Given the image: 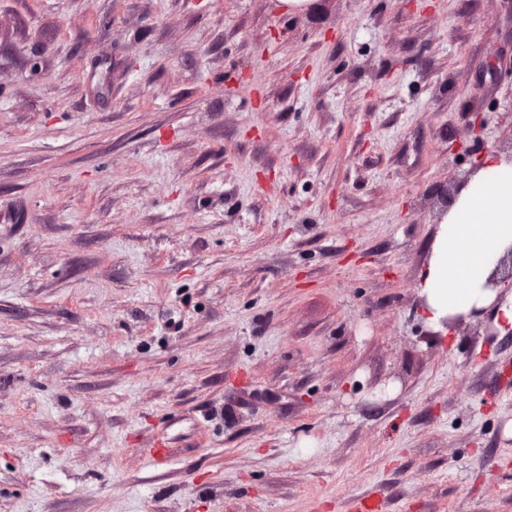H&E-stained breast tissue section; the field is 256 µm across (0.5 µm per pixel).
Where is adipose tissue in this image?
Segmentation results:
<instances>
[{
    "label": "adipose tissue",
    "mask_w": 512,
    "mask_h": 512,
    "mask_svg": "<svg viewBox=\"0 0 512 512\" xmlns=\"http://www.w3.org/2000/svg\"><path fill=\"white\" fill-rule=\"evenodd\" d=\"M512 247V162L485 156L438 224L419 273L426 326L448 336V317L488 310L500 330L512 327V297L499 299L484 283Z\"/></svg>",
    "instance_id": "1"
}]
</instances>
